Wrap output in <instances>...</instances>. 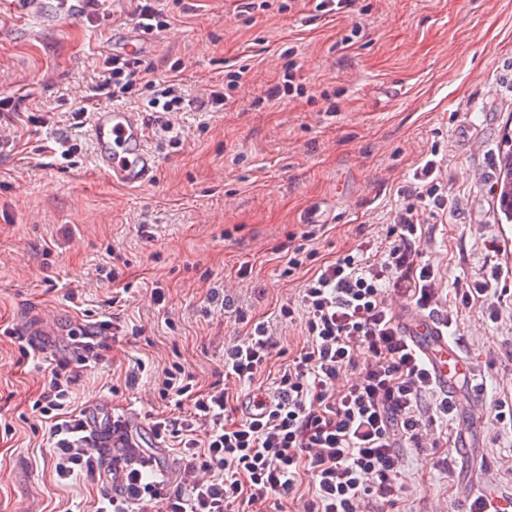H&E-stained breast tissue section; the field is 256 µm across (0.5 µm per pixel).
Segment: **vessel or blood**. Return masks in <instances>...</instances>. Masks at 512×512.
Instances as JSON below:
<instances>
[{
    "label": "vessel or blood",
    "instance_id": "vessel-or-blood-1",
    "mask_svg": "<svg viewBox=\"0 0 512 512\" xmlns=\"http://www.w3.org/2000/svg\"><path fill=\"white\" fill-rule=\"evenodd\" d=\"M113 49L143 58L152 55L153 40L139 27L132 26L115 40ZM89 133L94 144L92 162L113 183L136 189L155 179L159 160L146 146L140 113L116 107L94 112ZM400 321L441 387L468 378L466 360L436 321L408 308L401 310ZM480 497L482 512H512V493L486 487Z\"/></svg>",
    "mask_w": 512,
    "mask_h": 512
}]
</instances>
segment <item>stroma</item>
Wrapping results in <instances>:
<instances>
[{"label":"stroma","instance_id":"obj_1","mask_svg":"<svg viewBox=\"0 0 512 512\" xmlns=\"http://www.w3.org/2000/svg\"><path fill=\"white\" fill-rule=\"evenodd\" d=\"M238 5H169L171 25L148 59L155 77L179 80L203 101L227 67L247 72L225 108L169 116L183 132L180 147L145 121L160 170L127 189L94 167L88 126L69 125L63 109L81 105L98 57L133 25L136 0H112L98 22L28 18L0 0V95L14 96L22 113L56 118L40 131L44 153L20 141L0 148V512H93L100 486L56 485L47 434L32 427L43 368L55 356L77 360L69 333L79 324L112 315L124 333L74 385L76 402L121 416L154 445L149 418L165 409L158 379L170 364L184 365L201 389L223 384L225 343L267 322L277 346L253 384L236 387L244 400L271 391L304 345L302 323L281 321L279 308L297 301L307 274L283 276L278 246L314 221L310 247L320 263L384 238L413 203L414 175L430 157L441 161L447 205L419 210L420 251L440 267L443 288L481 273L491 239L512 266V223L499 216L495 184L500 139L512 132V0H357L339 14L317 12L315 0H268L245 15ZM356 24L359 37L345 45ZM290 59L303 97L259 105ZM63 138L79 150L74 162L53 152ZM475 140L481 151L471 150ZM244 265L252 272L243 278ZM109 269L116 280L106 279ZM72 289L81 307L67 301ZM118 289L124 301L109 308ZM448 308V337L469 358L473 382L452 387L458 411L437 429L454 448L450 469L436 466L430 447L402 449L399 512H461L465 488L512 490V427L491 415L512 391V300L494 320L480 302L452 299ZM47 315L55 329L45 339L38 331ZM30 341L35 352L21 358L19 344ZM462 431L480 459L456 451Z\"/></svg>","mask_w":512,"mask_h":512}]
</instances>
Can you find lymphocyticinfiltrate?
<instances>
[{"label": "lymphocytic infiltrate", "instance_id": "f902f5d3", "mask_svg": "<svg viewBox=\"0 0 512 512\" xmlns=\"http://www.w3.org/2000/svg\"><path fill=\"white\" fill-rule=\"evenodd\" d=\"M131 99L141 100L147 112L196 107L174 81L149 79L141 60L111 55L70 116L78 126L88 106ZM436 171L430 159L417 172L415 202L388 225L379 260L370 258L373 243L361 242L316 268L298 305L281 306L280 319L301 320L307 340L255 414L234 420L228 389L202 393L181 363L165 369L158 395L170 412L155 417L151 431L156 443L179 450V487L156 472L140 447L121 449L117 466L103 473L110 445L93 437L85 410L75 404L71 386L79 376L70 361L53 360L48 388L32 414L48 429L55 482L65 486L86 477L119 483V492H101L95 512L151 505L162 512H255L257 503L297 493L306 473L305 512H363L373 500L396 507L400 447H424L430 427L456 410L453 394L438 388L387 302L389 294L400 295L444 327L453 324L440 270L418 250L424 235L418 206L445 207ZM274 347L268 325L254 324L248 336L225 347V377L253 383ZM351 370L355 378L340 384Z\"/></svg>", "mask_w": 512, "mask_h": 512}]
</instances>
